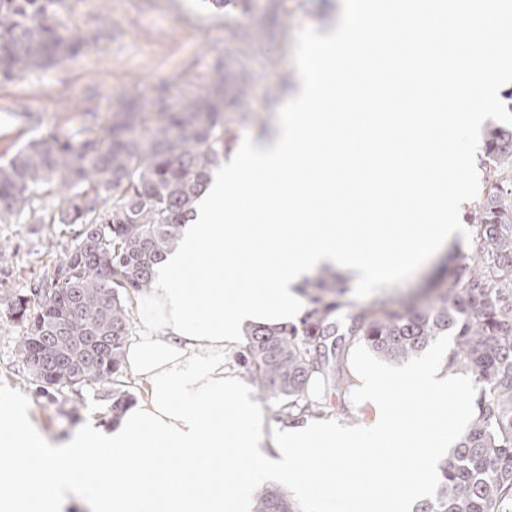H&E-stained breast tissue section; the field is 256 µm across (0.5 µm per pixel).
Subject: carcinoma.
<instances>
[{
	"instance_id": "obj_1",
	"label": "carcinoma",
	"mask_w": 512,
	"mask_h": 512,
	"mask_svg": "<svg viewBox=\"0 0 512 512\" xmlns=\"http://www.w3.org/2000/svg\"><path fill=\"white\" fill-rule=\"evenodd\" d=\"M51 3L0 0V79L76 53L79 42L48 17ZM251 79L246 67L227 77L218 62L179 106L164 98L124 102L101 132L74 143L50 131L0 165L1 224L43 192L57 194L58 205L35 223L78 226L60 262L6 302L10 319L25 327L21 358L38 392L59 394L71 381L101 384L114 419L132 401L121 380L132 295L152 286L182 226L194 219L232 149L226 103H238ZM485 156L494 180L471 217L468 277L444 268L428 299H400L343 322L344 280L324 270L306 283L300 325L257 326L242 354L261 399L301 417L324 413L353 385L336 337L351 336L395 363L453 337L446 369L474 377V410L415 512H512V124L487 129ZM34 357L52 379L35 372ZM257 500V512H294L276 489L260 490Z\"/></svg>"
}]
</instances>
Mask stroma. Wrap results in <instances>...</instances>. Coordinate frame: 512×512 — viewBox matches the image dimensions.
<instances>
[{"mask_svg":"<svg viewBox=\"0 0 512 512\" xmlns=\"http://www.w3.org/2000/svg\"><path fill=\"white\" fill-rule=\"evenodd\" d=\"M342 5L343 0H286L274 13L268 0H251V11L245 14L230 6L214 11L205 0H57L54 10L65 24V35L81 40L84 47L59 64L0 80V163L53 128L72 141L83 139L87 129L109 122L122 97L148 101L164 90L171 104H179L210 79L219 58L225 71L245 63L252 73L249 91L237 105L241 117L234 127V145L261 143L275 134L279 114L296 91L303 46L338 25ZM240 23L250 27L255 45L236 39ZM72 238L70 226L36 224L27 214L18 223L0 224V244L9 252L8 260L0 262V401L11 398L57 448L90 423L110 418V403L94 385L66 389L52 398L35 391L24 378L18 353L23 329L9 319L4 296L35 284ZM444 262L457 273H467L472 266L468 246H449L379 287L348 285L342 300L359 310L399 299L424 287ZM363 360L375 367L374 377L392 405L397 393L390 376L400 366L364 345L351 347L347 367L354 384L332 414L365 429L373 409L362 392Z\"/></svg>","mask_w":512,"mask_h":512,"instance_id":"35a3bbf8","label":"stroma"}]
</instances>
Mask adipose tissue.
Wrapping results in <instances>:
<instances>
[{
  "instance_id": "1",
  "label": "adipose tissue",
  "mask_w": 512,
  "mask_h": 512,
  "mask_svg": "<svg viewBox=\"0 0 512 512\" xmlns=\"http://www.w3.org/2000/svg\"><path fill=\"white\" fill-rule=\"evenodd\" d=\"M344 15L304 47L277 137L225 168L152 288L133 295L142 330L124 368L142 384L135 402L61 452L20 411L0 407V512H253L262 484L304 499L315 482L345 483L348 462L372 468L371 442L392 449L397 471L384 484L350 486V512H413L424 474L467 424L463 404L450 403L446 433L427 421L409 429L371 379L368 429L306 416L269 438L224 352L255 326L297 322L301 290L318 271L378 287L467 240L458 216L466 184L455 175L476 151L468 103L493 100L504 84L512 0H346ZM373 28L384 36L365 44ZM448 28L451 44L437 37ZM369 55L384 62L389 102L354 112ZM412 70L421 76L413 98L437 111H412L413 99L396 96ZM394 381L409 405L419 392L440 402L463 388L423 365Z\"/></svg>"
}]
</instances>
